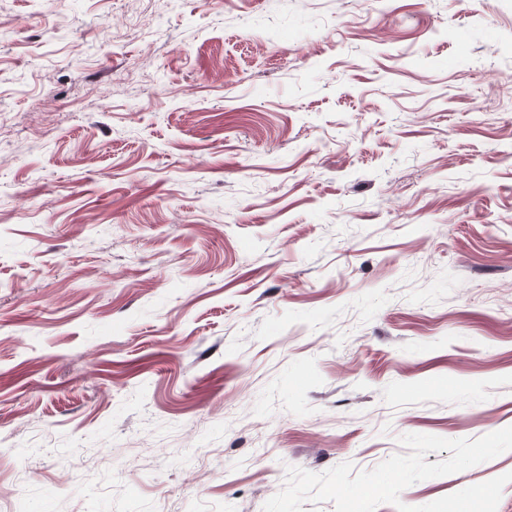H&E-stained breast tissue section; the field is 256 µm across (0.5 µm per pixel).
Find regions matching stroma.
Returning a JSON list of instances; mask_svg holds the SVG:
<instances>
[{
    "mask_svg": "<svg viewBox=\"0 0 512 512\" xmlns=\"http://www.w3.org/2000/svg\"><path fill=\"white\" fill-rule=\"evenodd\" d=\"M510 98L512 0H0V512L512 426Z\"/></svg>",
    "mask_w": 512,
    "mask_h": 512,
    "instance_id": "stroma-1",
    "label": "stroma"
}]
</instances>
